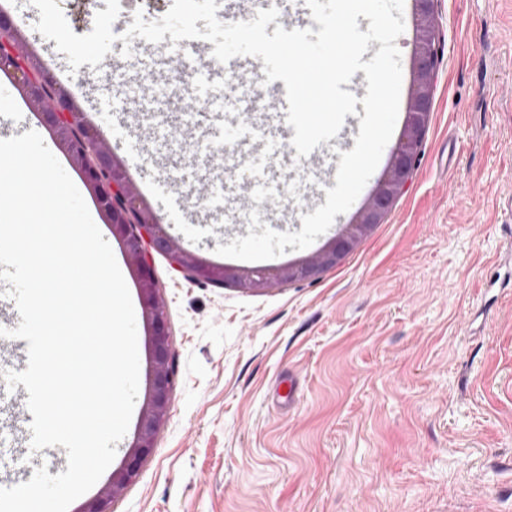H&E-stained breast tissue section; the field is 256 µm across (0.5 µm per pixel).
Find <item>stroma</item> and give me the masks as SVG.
Listing matches in <instances>:
<instances>
[{"instance_id":"obj_1","label":"stroma","mask_w":512,"mask_h":512,"mask_svg":"<svg viewBox=\"0 0 512 512\" xmlns=\"http://www.w3.org/2000/svg\"><path fill=\"white\" fill-rule=\"evenodd\" d=\"M28 52L66 62L35 28L31 0H0ZM440 48L418 169L383 224L314 281L258 291L215 287L150 252L166 308L177 383L166 425L114 512H512V0H437ZM97 66L56 75L124 162L130 183L188 251L215 259L242 189L195 211L209 168L196 147L260 138L276 83L247 73L233 126L206 118L222 97L204 41L136 37ZM182 79L185 105L150 113ZM99 102L86 111V96ZM40 124L22 88L0 123ZM255 164L272 173L276 209L300 182L281 171L287 129ZM456 154H449V142ZM0 418V481L47 467Z\"/></svg>"}]
</instances>
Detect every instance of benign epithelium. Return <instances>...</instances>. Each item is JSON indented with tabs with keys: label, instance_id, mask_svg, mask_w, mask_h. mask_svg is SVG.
<instances>
[{
	"label": "benign epithelium",
	"instance_id": "benign-epithelium-1",
	"mask_svg": "<svg viewBox=\"0 0 512 512\" xmlns=\"http://www.w3.org/2000/svg\"><path fill=\"white\" fill-rule=\"evenodd\" d=\"M414 17L417 41L413 94L384 175L366 204L336 237L314 255L274 269H243L216 264L181 250L160 220L140 205L126 169L111 149L100 146L96 130L83 122L82 113L70 104L67 94L62 91L45 103L39 102V92L53 82L52 75L13 49L0 48V71L18 79L25 94L35 104L40 122L51 130L57 145L81 165L86 183L111 226L112 235L123 241L133 276L139 284L143 319L148 329L152 363L150 396L142 410L134 442L123 467L112 473L110 483L89 500L81 512H112L114 501L136 481L143 461L153 453L157 435L169 417L176 372L163 306L148 263V249L168 254L200 282L220 287L232 284L245 290L266 289L283 280H316L339 265L376 225L384 221L416 168L431 113L438 37L435 0H414Z\"/></svg>",
	"mask_w": 512,
	"mask_h": 512
}]
</instances>
